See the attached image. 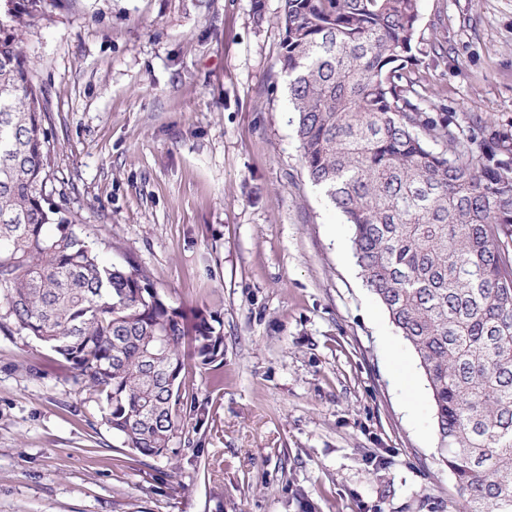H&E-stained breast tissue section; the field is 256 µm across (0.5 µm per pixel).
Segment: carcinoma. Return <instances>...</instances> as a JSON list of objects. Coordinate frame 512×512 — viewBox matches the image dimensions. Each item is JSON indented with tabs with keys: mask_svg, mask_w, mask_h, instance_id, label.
Masks as SVG:
<instances>
[{
	"mask_svg": "<svg viewBox=\"0 0 512 512\" xmlns=\"http://www.w3.org/2000/svg\"><path fill=\"white\" fill-rule=\"evenodd\" d=\"M0 11V334L43 343L125 447L164 457L188 361L224 356L203 313L146 270L104 263L47 189L54 147L23 37L44 0ZM419 0H281L282 72L310 181L340 211L363 281L427 382L459 512H512V141L421 106ZM442 141L448 149L435 150Z\"/></svg>",
	"mask_w": 512,
	"mask_h": 512,
	"instance_id": "carcinoma-1",
	"label": "carcinoma"
}]
</instances>
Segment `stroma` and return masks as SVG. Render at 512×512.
<instances>
[{"mask_svg": "<svg viewBox=\"0 0 512 512\" xmlns=\"http://www.w3.org/2000/svg\"><path fill=\"white\" fill-rule=\"evenodd\" d=\"M280 5L45 0L29 28L55 201L215 317L224 358L187 370L208 410L189 443L144 459L66 363L0 335V512H458L418 362L303 166ZM419 6L448 46L416 72L425 108L512 137V0Z\"/></svg>", "mask_w": 512, "mask_h": 512, "instance_id": "obj_1", "label": "stroma"}]
</instances>
